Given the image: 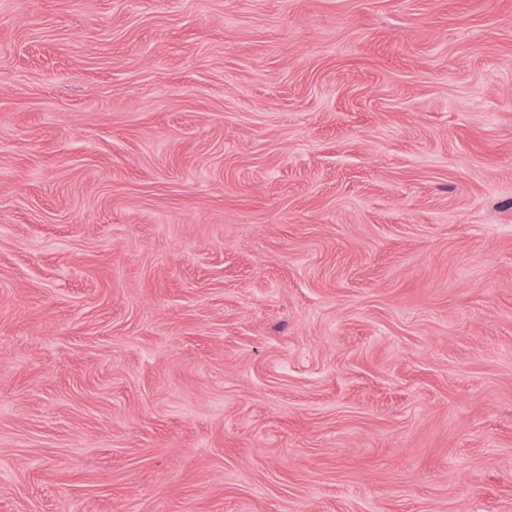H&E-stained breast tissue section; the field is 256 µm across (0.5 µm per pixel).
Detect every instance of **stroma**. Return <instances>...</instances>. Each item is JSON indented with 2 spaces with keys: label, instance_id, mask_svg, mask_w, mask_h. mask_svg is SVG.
<instances>
[{
  "label": "stroma",
  "instance_id": "stroma-1",
  "mask_svg": "<svg viewBox=\"0 0 512 512\" xmlns=\"http://www.w3.org/2000/svg\"><path fill=\"white\" fill-rule=\"evenodd\" d=\"M0 512H512V0H0Z\"/></svg>",
  "mask_w": 512,
  "mask_h": 512
}]
</instances>
